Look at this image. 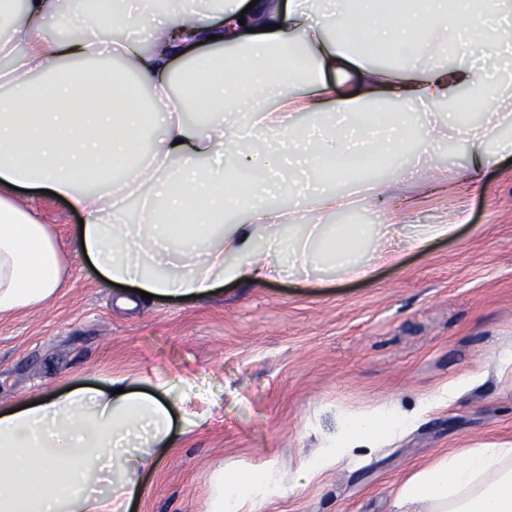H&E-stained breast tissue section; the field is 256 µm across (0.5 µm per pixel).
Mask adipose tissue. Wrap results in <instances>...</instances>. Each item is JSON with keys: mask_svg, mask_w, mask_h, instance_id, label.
Returning <instances> with one entry per match:
<instances>
[{"mask_svg": "<svg viewBox=\"0 0 512 512\" xmlns=\"http://www.w3.org/2000/svg\"><path fill=\"white\" fill-rule=\"evenodd\" d=\"M378 0H76V37L42 35L61 0H0V315L39 306L62 282L54 237L15 189L55 192L84 217V254L109 284L159 298L208 295L219 285L281 276L266 249L299 225L292 254L361 277L371 244L376 262H396L391 224H330L350 200L374 207L391 192L365 172L337 173L332 161L361 153L376 162L405 154V142L429 153L447 129L464 134L472 159L462 179L479 188L481 168L512 153V110L499 81L512 62V16L505 0H419L411 15H377ZM145 27L148 46L122 37ZM477 56L451 66L441 55ZM118 59L155 96L148 109L116 87H95L62 62ZM193 79L181 82L184 71ZM178 96H170L174 82ZM473 90L486 122L463 114L447 126L414 125L403 112L378 114L376 103L429 106L453 91ZM163 120H155L158 112ZM193 113L185 121L184 113ZM319 129L312 137L296 114ZM285 136L251 148L255 131ZM351 184L350 195L334 189ZM297 191L291 211L269 210L283 184ZM139 201V220L124 203ZM190 215L187 224L179 215ZM173 384L155 378L148 391L111 381L48 395L31 407L0 410V512H128L141 474L177 438ZM406 416L381 409L348 420L336 450L302 461L296 484L352 457V443L381 440ZM271 466L248 464L217 477L212 512H240L246 493L268 491ZM399 504L425 512H512V448L451 452L414 473Z\"/></svg>", "mask_w": 512, "mask_h": 512, "instance_id": "ef3b65f1", "label": "adipose tissue"}]
</instances>
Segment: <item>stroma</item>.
I'll return each mask as SVG.
<instances>
[{
    "label": "stroma",
    "instance_id": "obj_1",
    "mask_svg": "<svg viewBox=\"0 0 512 512\" xmlns=\"http://www.w3.org/2000/svg\"><path fill=\"white\" fill-rule=\"evenodd\" d=\"M465 138L440 142L429 161L439 185L404 182L385 165L405 224L464 222L365 279L303 268L278 281L230 284L200 298H160L122 308L124 287L105 283L76 246L79 215L62 200L19 191L47 224L62 284L47 304L0 316V407L21 406L78 384L112 378L172 380L185 434L142 477L134 512H210L222 469L266 462L288 475L316 457L346 420L394 406L417 411L401 432L295 490L249 498L245 512H398L401 484L462 448L512 447V155L483 169L466 191L458 171ZM480 380L448 397L449 382Z\"/></svg>",
    "mask_w": 512,
    "mask_h": 512
}]
</instances>
